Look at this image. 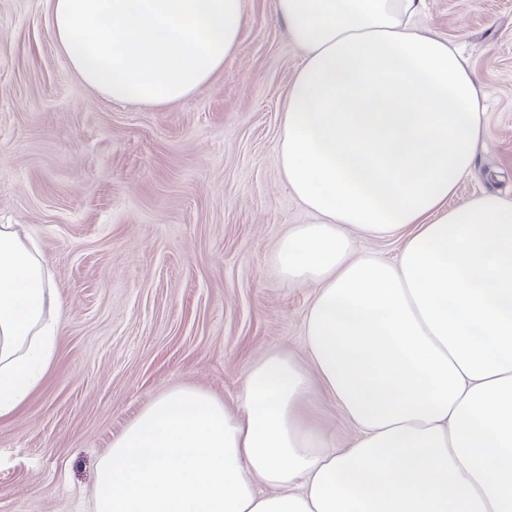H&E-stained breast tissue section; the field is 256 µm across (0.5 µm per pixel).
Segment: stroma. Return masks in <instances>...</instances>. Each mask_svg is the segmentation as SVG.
Instances as JSON below:
<instances>
[{"mask_svg":"<svg viewBox=\"0 0 512 512\" xmlns=\"http://www.w3.org/2000/svg\"><path fill=\"white\" fill-rule=\"evenodd\" d=\"M417 21L480 74L487 133L449 205L512 196V0H425ZM302 52L272 0H246L236 51L174 103H115L56 43L48 0H0V225L38 249L61 304L55 348L0 419V512H93L100 458L161 393L234 407L267 352L305 359L313 290L274 252L313 216L278 162Z\"/></svg>","mask_w":512,"mask_h":512,"instance_id":"obj_1","label":"stroma"}]
</instances>
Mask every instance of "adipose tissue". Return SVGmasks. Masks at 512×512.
<instances>
[{
	"instance_id": "ef3b65f1",
	"label": "adipose tissue",
	"mask_w": 512,
	"mask_h": 512,
	"mask_svg": "<svg viewBox=\"0 0 512 512\" xmlns=\"http://www.w3.org/2000/svg\"><path fill=\"white\" fill-rule=\"evenodd\" d=\"M75 73L116 103L164 106L238 44L245 0H49ZM423 0H273L303 60L279 165L317 220L275 262L314 290L305 360L267 353L235 409L174 387L113 441L94 512H512V199H448L486 136L480 75L417 27ZM394 237L395 259L352 234ZM59 301L0 225V418L54 353ZM328 396L355 431L336 447Z\"/></svg>"
}]
</instances>
